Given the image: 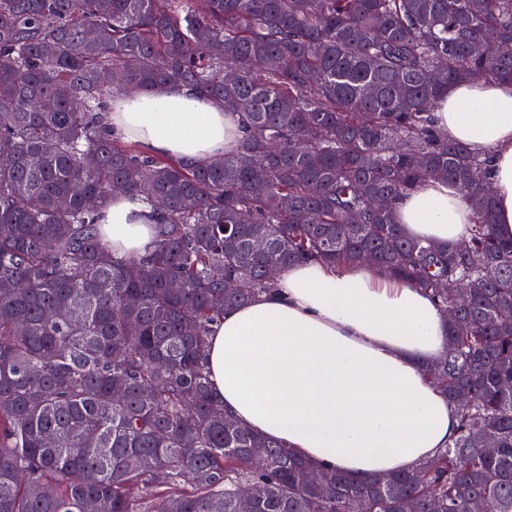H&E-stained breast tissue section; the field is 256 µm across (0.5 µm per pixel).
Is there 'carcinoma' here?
Segmentation results:
<instances>
[{"mask_svg":"<svg viewBox=\"0 0 512 512\" xmlns=\"http://www.w3.org/2000/svg\"><path fill=\"white\" fill-rule=\"evenodd\" d=\"M511 44L512 0H0V512H512V239L488 158L432 117L456 84L512 82ZM168 83L240 113L237 150L191 167L116 143L112 93ZM429 180L470 199L466 251L398 224ZM115 185L160 207L135 259L100 236ZM369 252L456 310L426 372L459 425L413 471L317 486L311 462L224 426L208 340L268 267ZM245 484L266 494L243 503Z\"/></svg>","mask_w":512,"mask_h":512,"instance_id":"1","label":"carcinoma"}]
</instances>
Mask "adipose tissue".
Segmentation results:
<instances>
[{
	"instance_id": "obj_1",
	"label": "adipose tissue",
	"mask_w": 512,
	"mask_h": 512,
	"mask_svg": "<svg viewBox=\"0 0 512 512\" xmlns=\"http://www.w3.org/2000/svg\"><path fill=\"white\" fill-rule=\"evenodd\" d=\"M449 139L488 155L496 231L512 238V82L452 87L434 114ZM109 130L148 152L204 166L236 149L241 114L179 84L114 92ZM406 234L461 242L470 200L429 181L397 205ZM113 254H145L156 214L119 193L102 211ZM447 317L431 295L368 265H290L274 289L225 312L207 350L212 390L239 425L300 457L359 476L407 472L455 435L454 406L427 375L447 351Z\"/></svg>"
}]
</instances>
